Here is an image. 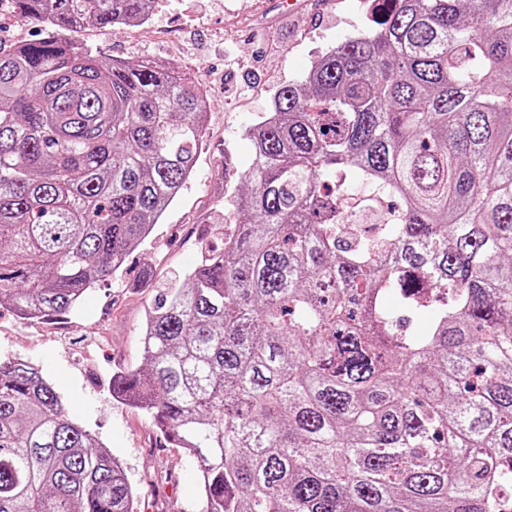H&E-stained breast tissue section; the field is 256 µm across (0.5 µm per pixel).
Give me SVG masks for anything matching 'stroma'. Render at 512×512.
Masks as SVG:
<instances>
[{
  "label": "stroma",
  "instance_id": "obj_1",
  "mask_svg": "<svg viewBox=\"0 0 512 512\" xmlns=\"http://www.w3.org/2000/svg\"><path fill=\"white\" fill-rule=\"evenodd\" d=\"M156 0L149 25L88 26L76 40L125 62L178 70L210 100L206 147L179 197L121 269L90 291L80 315L22 320L0 309V357L38 366L85 426L121 462L138 512H200L197 461L172 447L150 419L112 395L114 372L145 364L144 311L180 287L234 222L224 192L241 187L252 160L244 130L268 112L275 91L303 81L312 63L350 35L374 29L376 0Z\"/></svg>",
  "mask_w": 512,
  "mask_h": 512
}]
</instances>
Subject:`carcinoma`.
I'll use <instances>...</instances> for the list:
<instances>
[{
  "label": "carcinoma",
  "instance_id": "carcinoma-1",
  "mask_svg": "<svg viewBox=\"0 0 512 512\" xmlns=\"http://www.w3.org/2000/svg\"><path fill=\"white\" fill-rule=\"evenodd\" d=\"M153 2L12 0L46 31L0 46V308L23 319L78 309L193 175L205 92L59 38ZM245 132L247 220L155 300L112 394L196 458L201 512H512V0H393ZM356 185L399 200L384 236L342 232ZM136 507L0 358V512Z\"/></svg>",
  "mask_w": 512,
  "mask_h": 512
}]
</instances>
